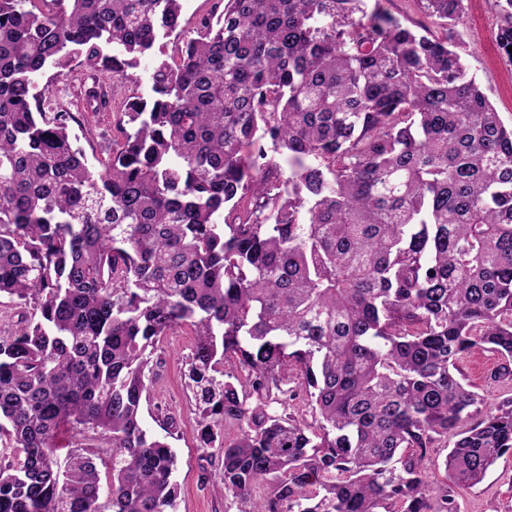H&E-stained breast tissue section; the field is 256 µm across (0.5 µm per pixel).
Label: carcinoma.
Listing matches in <instances>:
<instances>
[{"instance_id": "1", "label": "carcinoma", "mask_w": 512, "mask_h": 512, "mask_svg": "<svg viewBox=\"0 0 512 512\" xmlns=\"http://www.w3.org/2000/svg\"><path fill=\"white\" fill-rule=\"evenodd\" d=\"M418 2L442 36L362 0H217L94 165L49 84L75 61L125 84L182 0H0V512H176L141 412L185 327L225 512H460L512 453V399L481 409L460 368L483 350L512 381V125L467 76L464 0ZM454 438L450 435L448 436V450L447 448H431L429 449V462L427 468V480L431 485H434L436 482H440L445 475L443 461L445 455L449 451V448L452 446Z\"/></svg>"}]
</instances>
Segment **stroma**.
Instances as JSON below:
<instances>
[{"label":"stroma","mask_w":512,"mask_h":512,"mask_svg":"<svg viewBox=\"0 0 512 512\" xmlns=\"http://www.w3.org/2000/svg\"><path fill=\"white\" fill-rule=\"evenodd\" d=\"M365 11L380 10L402 26L422 33L441 35L436 19L428 17L418 0H364ZM501 22L497 0H465V14L459 27L463 39L462 55L470 76L479 84L505 124H512V61L503 56L495 43ZM154 57L141 59L131 69L128 88L142 96L151 93ZM114 89L111 107L95 115L87 114L84 92L93 84ZM125 88V89H128ZM114 87L104 75L91 73L85 67L72 65L67 76L53 82L49 98L54 105L73 112L86 113L82 125L73 132L88 157H105V146L112 133L115 112L121 111L124 91ZM194 345L189 329H182L161 339L157 352L162 363L143 404L144 426L154 434L163 429L154 416L155 404L166 405L177 420V429L169 442L177 453L174 478L178 484V512H224V493L213 477L214 468L199 450L195 432L194 404L185 388L183 363ZM495 358L478 353L462 363V370L473 390L484 399L486 408H494L512 396V385L492 381L489 374ZM460 512H512V455L504 456L490 468L483 481L458 491Z\"/></svg>","instance_id":"35a3bbf8"}]
</instances>
